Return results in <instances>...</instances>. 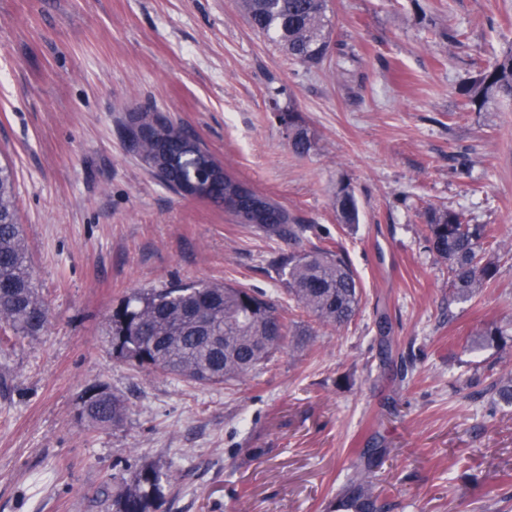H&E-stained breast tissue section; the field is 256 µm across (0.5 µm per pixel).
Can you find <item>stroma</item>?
<instances>
[{
	"mask_svg": "<svg viewBox=\"0 0 512 512\" xmlns=\"http://www.w3.org/2000/svg\"><path fill=\"white\" fill-rule=\"evenodd\" d=\"M322 62L291 59L240 0H0V160L12 162L37 336L0 349V512H112L146 464L170 470L159 512H329L377 449L384 512H512V101L459 90L512 47V0H328ZM148 109L304 226L285 241L163 186L120 134ZM315 141L295 155L281 112ZM353 188L360 221L333 195ZM462 210L504 252L476 299L451 297L428 209ZM327 247L362 288L334 329L293 311L302 341L240 381L199 386L116 359L108 321L135 290L255 288L287 307L279 254ZM494 322L499 344L472 350ZM130 407L86 429L81 397ZM336 216L342 224H356L359 221V208L354 190L349 184H341L333 198Z\"/></svg>",
	"mask_w": 512,
	"mask_h": 512,
	"instance_id": "35a3bbf8",
	"label": "stroma"
}]
</instances>
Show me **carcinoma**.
<instances>
[{
    "label": "carcinoma",
    "instance_id": "1",
    "mask_svg": "<svg viewBox=\"0 0 512 512\" xmlns=\"http://www.w3.org/2000/svg\"><path fill=\"white\" fill-rule=\"evenodd\" d=\"M252 26L272 37L294 60L319 63L330 54L331 20L327 0H241ZM512 99V49L480 69L462 90V108L479 112L491 102ZM289 143L301 157L313 142L295 113H288ZM186 132L170 126L162 143L147 141L142 152L168 148L179 152V180L192 183L200 172L201 148L182 149ZM336 216L343 224L359 221L354 190L348 184L336 189ZM259 228L281 239L295 240L303 226L293 223L288 211L270 203ZM487 232L483 224H469L462 213L432 210L427 215L429 249L448 262L452 296L467 302L495 282L499 257L482 247ZM272 267L286 286L296 307L325 326L342 327L357 314L360 281L346 258L325 248L281 254ZM48 322V308L33 281L22 224L14 195V172L0 165V341L35 336ZM113 355L149 371L198 385H221L240 379L268 362L296 335L264 294L226 284H172L166 288L130 293L110 320ZM505 330L488 324L471 336L470 345L499 343ZM101 394L83 405L81 419L92 429L122 424L128 405L104 384ZM495 406H512V375L490 386ZM376 451L359 456L353 474L336 495V512H381L371 472ZM174 475L153 465H143L123 480L114 496V512H157L163 488Z\"/></svg>",
    "mask_w": 512,
    "mask_h": 512
}]
</instances>
